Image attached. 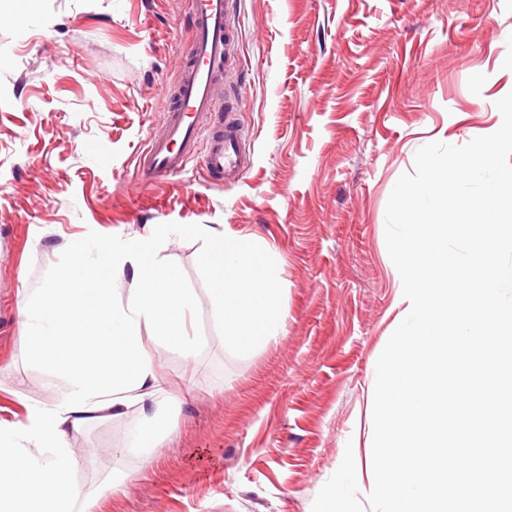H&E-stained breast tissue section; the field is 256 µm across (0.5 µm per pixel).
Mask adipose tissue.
I'll list each match as a JSON object with an SVG mask.
<instances>
[{"label": "adipose tissue", "instance_id": "1", "mask_svg": "<svg viewBox=\"0 0 512 512\" xmlns=\"http://www.w3.org/2000/svg\"><path fill=\"white\" fill-rule=\"evenodd\" d=\"M71 262L76 275L52 279L19 302L26 353L62 381L63 392L53 408L31 407L25 423H0V512H75L80 491L72 479L69 431L162 393L146 341L165 344L187 361L200 351L184 324L193 292L164 262L144 261L140 245L82 249ZM127 265L140 270L137 287L97 288L102 267L119 272ZM92 310L111 324V337L88 334ZM171 431L160 415L145 417L121 452L151 460Z\"/></svg>", "mask_w": 512, "mask_h": 512}]
</instances>
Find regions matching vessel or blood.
Instances as JSON below:
<instances>
[{"instance_id": "b4317fda", "label": "vessel or blood", "mask_w": 512, "mask_h": 512, "mask_svg": "<svg viewBox=\"0 0 512 512\" xmlns=\"http://www.w3.org/2000/svg\"><path fill=\"white\" fill-rule=\"evenodd\" d=\"M234 0H190L193 19L192 63L181 68L174 89L176 102L165 110L166 135L151 139L138 156L143 183L157 182L182 171L193 156L204 115L222 111L218 88L224 76L228 46L234 37L229 17ZM203 170L235 180L244 167L237 125L225 121L224 131L211 137L202 155Z\"/></svg>"}]
</instances>
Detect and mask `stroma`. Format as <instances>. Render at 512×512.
<instances>
[{
  "label": "stroma",
  "instance_id": "obj_1",
  "mask_svg": "<svg viewBox=\"0 0 512 512\" xmlns=\"http://www.w3.org/2000/svg\"><path fill=\"white\" fill-rule=\"evenodd\" d=\"M188 2L0 0V419L61 398L25 353L18 303L70 243L206 224L274 258L280 337L225 350L201 244L170 237L159 256L194 289L202 338L191 364L150 349L174 430L149 462L116 452L138 410L71 431L77 508L312 512L345 451H372L368 388L404 310L390 193L421 146L499 129L512 0H238L221 89L245 169L227 184L191 163L143 189L136 151L164 133Z\"/></svg>",
  "mask_w": 512,
  "mask_h": 512
}]
</instances>
